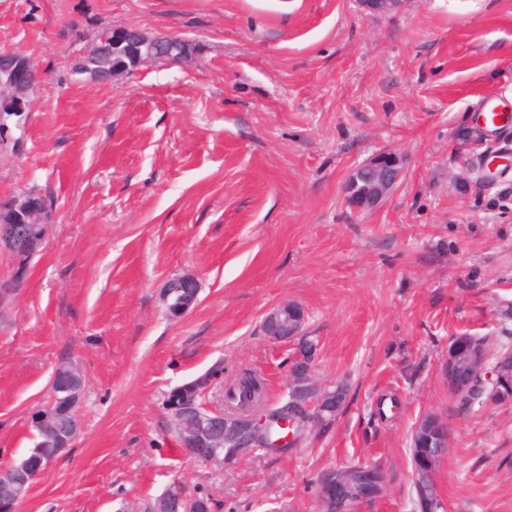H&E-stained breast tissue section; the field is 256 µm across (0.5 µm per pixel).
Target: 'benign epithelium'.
<instances>
[{
  "mask_svg": "<svg viewBox=\"0 0 512 512\" xmlns=\"http://www.w3.org/2000/svg\"><path fill=\"white\" fill-rule=\"evenodd\" d=\"M407 0H358L359 5L370 13H395L401 11ZM132 33L140 38L138 51L134 53L133 67L142 65L167 64L175 61L171 53L159 54L158 46L163 43H173L178 37L172 35H148L139 29ZM39 69L26 55L16 54L13 59L4 63L0 68V101L7 106L8 113L28 112L32 109L30 91L39 82ZM489 164L480 167L470 164L463 165L462 178L468 182H486L489 180ZM403 174V158L394 151L380 152L353 170L347 180L346 190L348 203L355 208H369L380 204L396 187ZM0 210L9 216L8 222H0V248L19 255H34L40 251L44 237L38 228L45 224L47 206L40 197L24 195L15 198ZM198 283L193 277H178L171 280L165 289L163 302L167 305L176 302L181 313L188 312L195 301L181 297V289L196 288ZM306 322L304 309L295 304H283L270 310L263 320V331L274 342H290L302 336ZM486 359L482 358L475 347L472 337L468 334L454 336L448 346V375L454 390L459 381L472 376L476 371L485 368ZM81 391L72 393L73 426L71 437L60 436V451H65L74 440V435L80 430V419L77 414V404ZM332 396L329 388L320 384L311 369V364L303 356L294 359L288 375V404L279 409L276 419V432L283 430L287 434L275 439V446L286 448L295 442L305 431V421L297 415L293 406L306 409L315 408L308 422H320L325 418L327 407L325 402ZM268 425L265 415L248 414L237 418V424L229 422V418L221 415L205 418L197 424V435L200 440L211 444L210 456L205 463L224 467V457L219 449L235 443L237 434L242 431L250 433L263 432ZM451 441V431L447 423L435 417L425 427L415 426L410 436V447L437 448L439 452L427 458L426 466L430 467L435 461H441L448 451ZM345 479L333 474L318 485L321 501L334 497L341 498L342 484Z\"/></svg>",
  "mask_w": 512,
  "mask_h": 512,
  "instance_id": "obj_1",
  "label": "benign epithelium"
}]
</instances>
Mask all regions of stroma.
I'll return each mask as SVG.
<instances>
[{
	"instance_id": "stroma-1",
	"label": "stroma",
	"mask_w": 512,
	"mask_h": 512,
	"mask_svg": "<svg viewBox=\"0 0 512 512\" xmlns=\"http://www.w3.org/2000/svg\"><path fill=\"white\" fill-rule=\"evenodd\" d=\"M196 44L187 63L98 80L72 63L105 27ZM41 74L0 139V202L52 211L40 253L0 309V465L37 438L57 366L83 376L73 445L18 512H138L181 482L212 512H320L327 469L380 462L384 494L355 512H413L410 435L451 430L435 480L448 512H512V403L462 409L443 373L452 336L512 348V119L465 152L497 98L512 116V0H0V53ZM404 158L378 206L345 185L374 153ZM499 156L493 182L462 160ZM200 291L170 316L168 282ZM308 313L312 371L344 384L333 423L285 451L216 468L177 447L163 406L209 375L208 407L247 371L285 400L298 349L265 336L271 309ZM179 288H199V286L194 277L182 276L169 282L163 295V302L166 305H169L174 299H176L175 303L179 305L181 312L177 305L167 306L168 312L174 317L181 316V313L185 314L188 312L195 305L198 296L197 292L196 297L192 301H188L181 297V290Z\"/></svg>"
}]
</instances>
